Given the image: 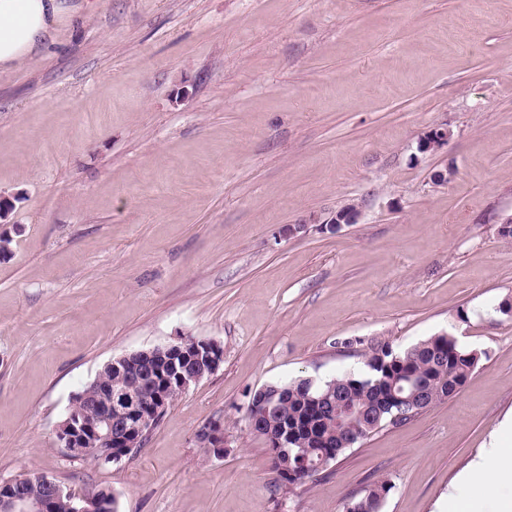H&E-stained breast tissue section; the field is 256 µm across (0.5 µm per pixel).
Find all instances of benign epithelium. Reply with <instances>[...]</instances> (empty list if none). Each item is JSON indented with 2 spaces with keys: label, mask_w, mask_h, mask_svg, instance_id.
Returning <instances> with one entry per match:
<instances>
[{
  "label": "benign epithelium",
  "mask_w": 512,
  "mask_h": 512,
  "mask_svg": "<svg viewBox=\"0 0 512 512\" xmlns=\"http://www.w3.org/2000/svg\"><path fill=\"white\" fill-rule=\"evenodd\" d=\"M449 136L448 129L435 128L421 140L419 150H436L448 144ZM358 218V208L353 204L348 205L337 211L335 216L324 224V228L335 231L344 224L356 223ZM173 348L175 344L170 343L144 351L142 355L147 359L163 360V366L156 368V373L165 377L166 363L169 362L168 354ZM188 358L189 363L174 373V383L182 393L218 370L224 362V349L219 343L206 340L202 346L193 350ZM90 397L89 393H80L75 397L73 407L58 425L55 437L58 447L64 449L69 457L80 458L93 454L97 463L101 465L120 461L128 453L127 446L131 445L128 441L126 448L120 451L112 448V442H122L120 438H113V426L123 427L125 433L135 436V440H142L153 429L156 415L166 408L164 403L154 408H146L131 391L118 386L109 389L108 400L98 405L96 419L88 423L79 415V411L92 405ZM197 438L201 445L219 456L222 455L224 423L219 420L206 423L197 431ZM38 479L42 488V493L38 497L29 495L25 477L1 482L0 505L5 506L6 512H51L57 499L69 496L75 500L73 512H112L110 500H105L92 492L75 495L45 475L38 476Z\"/></svg>",
  "instance_id": "benign-epithelium-1"
}]
</instances>
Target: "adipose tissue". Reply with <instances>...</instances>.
<instances>
[{
  "instance_id": "1",
  "label": "adipose tissue",
  "mask_w": 512,
  "mask_h": 512,
  "mask_svg": "<svg viewBox=\"0 0 512 512\" xmlns=\"http://www.w3.org/2000/svg\"><path fill=\"white\" fill-rule=\"evenodd\" d=\"M92 0H0V69L41 58L55 41L56 22L68 13L89 16ZM450 512H512V498L496 497L512 487V410L500 431L454 479Z\"/></svg>"
}]
</instances>
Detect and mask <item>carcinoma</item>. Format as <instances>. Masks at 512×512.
<instances>
[{"instance_id": "carcinoma-1", "label": "carcinoma", "mask_w": 512, "mask_h": 512, "mask_svg": "<svg viewBox=\"0 0 512 512\" xmlns=\"http://www.w3.org/2000/svg\"><path fill=\"white\" fill-rule=\"evenodd\" d=\"M480 359V352L445 334L431 336L401 352L376 342L362 353L359 372L346 371L319 382L309 378L276 382L256 390L248 404L247 426L269 452L277 441L286 442L289 452L271 460L272 468L282 486L300 487L350 449L357 442L353 435H368L386 423L405 421V413L455 395ZM411 378L424 390L425 403H419L408 385ZM120 383L132 388L147 406L155 404L154 395L161 392L169 406L180 396L176 389L164 390L151 380L147 367L133 371L121 364L102 369L84 391L101 400L106 389ZM394 390L405 397L402 408L392 406L372 417L356 414L362 408L375 411L374 405ZM392 488L387 480L375 482L365 496L347 504L346 512H380L384 501L380 493L388 494Z\"/></svg>"}]
</instances>
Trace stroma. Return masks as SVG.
Returning <instances> with one entry per match:
<instances>
[{"instance_id": "35a3bbf8", "label": "stroma", "mask_w": 512, "mask_h": 512, "mask_svg": "<svg viewBox=\"0 0 512 512\" xmlns=\"http://www.w3.org/2000/svg\"><path fill=\"white\" fill-rule=\"evenodd\" d=\"M0 198V481L106 488L118 512H345L386 479L382 512H448L512 408V0H95L0 71ZM443 333L483 354L457 394L279 487L255 390ZM181 335L224 362L142 448L57 447L107 363ZM199 443L209 448L217 456L224 452V423L214 420L206 423L197 431Z\"/></svg>"}]
</instances>
